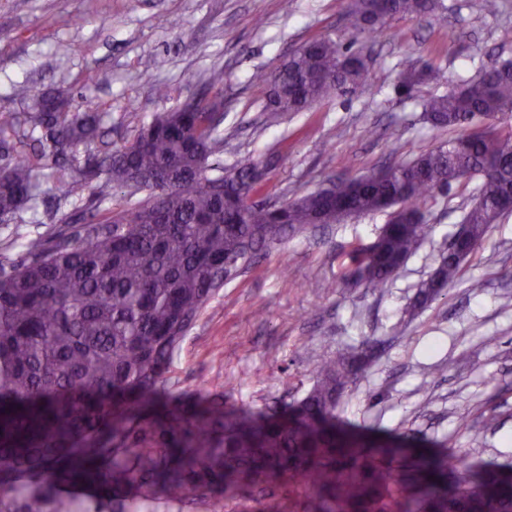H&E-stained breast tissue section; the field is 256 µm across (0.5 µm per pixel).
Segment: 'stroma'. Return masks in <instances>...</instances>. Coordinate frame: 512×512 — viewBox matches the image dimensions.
I'll return each mask as SVG.
<instances>
[{"label":"stroma","instance_id":"1","mask_svg":"<svg viewBox=\"0 0 512 512\" xmlns=\"http://www.w3.org/2000/svg\"><path fill=\"white\" fill-rule=\"evenodd\" d=\"M443 22L397 17L370 45L367 86L312 111L264 112L262 73L305 41L339 33L345 0H0V112H22L13 94L65 99L69 111L104 112L98 154L133 139L154 115L180 108L214 71L224 80L221 164L263 161V193L290 201L330 180L409 161L451 138L422 117L423 103L512 59V0L479 15L444 0ZM73 44L62 56L57 47ZM434 77L397 94L401 63ZM167 94L158 97L157 85ZM35 207L0 221V262L22 258L24 238H51L68 218L97 213L99 181L67 197L59 167L43 162ZM474 183H456L421 205L430 238L380 288H347L353 245L372 244L388 221L376 212L289 235L225 282L175 352V401L223 395L227 408L259 411L301 398L315 363L371 341L374 362L336 415L359 437L419 451L450 448L469 462L512 463V214L491 225L445 298L407 314L419 286L458 231Z\"/></svg>","mask_w":512,"mask_h":512}]
</instances>
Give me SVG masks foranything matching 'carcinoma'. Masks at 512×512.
<instances>
[{"label": "carcinoma", "instance_id": "carcinoma-1", "mask_svg": "<svg viewBox=\"0 0 512 512\" xmlns=\"http://www.w3.org/2000/svg\"><path fill=\"white\" fill-rule=\"evenodd\" d=\"M441 10L442 0H346L347 41L323 36L283 57L263 78L264 110L303 112L366 84L369 38L397 16L438 21ZM429 77L410 63L397 88L409 94ZM14 93L31 100V111L0 113V143L28 125L40 158L79 173L67 195L82 197L101 177L149 196L52 242L32 238L20 261L0 264V512H138L136 503L160 490L177 501L257 491L268 500L264 512H282L283 498L295 512H512L505 465L343 433L336 408L370 364L366 348L321 359L311 388L282 411L242 416L220 398L197 411H153L169 393L174 352L218 294L224 269L251 265L288 233L338 224L345 209H392L375 247L351 252L345 275L379 288L430 235L418 204L435 192L480 180L461 221L470 242L511 213L512 125L478 129L473 120L512 112V61L426 102L427 121L457 137L335 180L334 194L313 191L273 208L249 203L261 161L225 168L213 160L224 148L223 120L205 93L83 162L80 148L99 138L101 113L70 117L57 96L22 84ZM39 175L22 156L0 164V216L35 203ZM463 261L442 256L409 312L430 307ZM61 483L92 490L87 505L76 507Z\"/></svg>", "mask_w": 512, "mask_h": 512}]
</instances>
